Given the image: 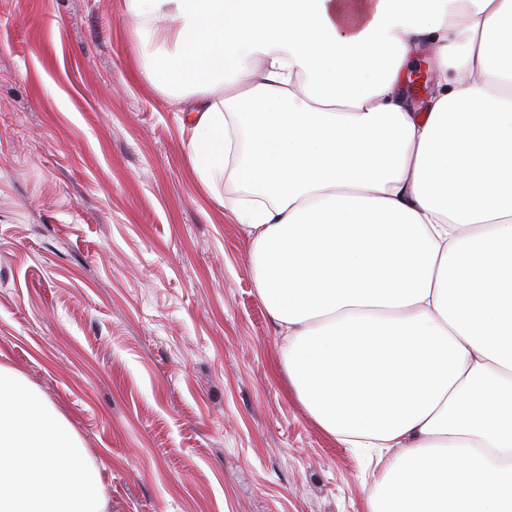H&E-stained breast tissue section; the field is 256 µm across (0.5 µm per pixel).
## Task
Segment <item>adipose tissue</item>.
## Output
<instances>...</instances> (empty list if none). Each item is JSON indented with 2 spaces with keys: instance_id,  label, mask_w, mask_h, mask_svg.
Instances as JSON below:
<instances>
[{
  "instance_id": "1",
  "label": "adipose tissue",
  "mask_w": 512,
  "mask_h": 512,
  "mask_svg": "<svg viewBox=\"0 0 512 512\" xmlns=\"http://www.w3.org/2000/svg\"><path fill=\"white\" fill-rule=\"evenodd\" d=\"M369 512H512V0H127ZM426 58L417 96L407 79Z\"/></svg>"
}]
</instances>
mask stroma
I'll return each mask as SVG.
<instances>
[{
	"label": "stroma",
	"mask_w": 512,
	"mask_h": 512,
	"mask_svg": "<svg viewBox=\"0 0 512 512\" xmlns=\"http://www.w3.org/2000/svg\"><path fill=\"white\" fill-rule=\"evenodd\" d=\"M125 0H0V363L66 419L109 512H368L380 476L310 417L251 240L134 69Z\"/></svg>",
	"instance_id": "35a3bbf8"
}]
</instances>
